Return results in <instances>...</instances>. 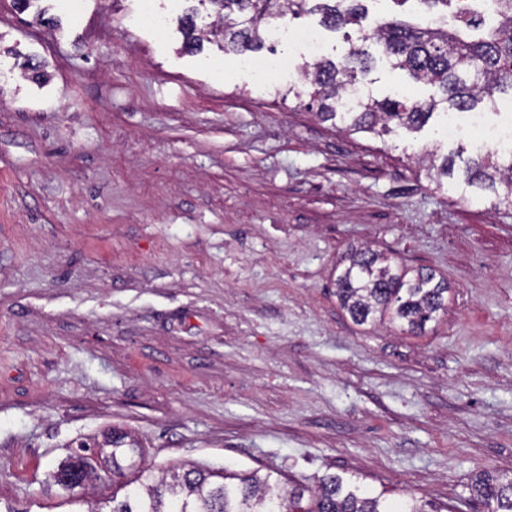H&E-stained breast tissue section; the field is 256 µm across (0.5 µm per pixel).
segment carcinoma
Listing matches in <instances>:
<instances>
[{
    "mask_svg": "<svg viewBox=\"0 0 512 512\" xmlns=\"http://www.w3.org/2000/svg\"><path fill=\"white\" fill-rule=\"evenodd\" d=\"M212 9L219 25L198 26L199 12L189 9L180 19L187 53H196L209 35L221 34V50L236 54L263 48V29L286 15L307 10L321 14L328 29L341 30L358 25L364 18L362 0H197ZM403 6L418 4L438 13L441 23L420 26L404 19H385L369 34L359 37L379 43L392 68L405 72L415 83L437 87L440 97L427 100L383 99L369 94L345 104L346 94L358 84V75L370 70L369 54L361 45L350 44L343 60L320 57L303 65L310 101L319 102L320 113L344 115L358 131H385L396 127L416 131L433 116L439 105L460 111L485 102L495 107L497 95L512 93V0H497V18L488 24L481 18L465 19L464 10L453 13L455 24L448 28V6L453 0H392ZM467 183L490 191L499 205L512 207V155L503 165L496 154H487L465 164ZM336 297L357 325L386 320L407 328L412 334L424 330L427 322L448 308V282L431 269L391 263L371 250L351 252L336 277ZM112 474L124 476L123 499L112 493V512H428L421 499L390 503L382 495L347 488L336 475L323 478L314 488L289 489L280 476L259 469L241 472L228 467L212 471L192 465L180 472L157 476L145 465L141 446L119 430L112 431ZM67 486L66 479L87 482L92 471L83 472L70 462L54 475ZM477 497L494 505L492 512H512V474L479 475L474 484Z\"/></svg>",
    "mask_w": 512,
    "mask_h": 512,
    "instance_id": "carcinoma-1",
    "label": "carcinoma"
}]
</instances>
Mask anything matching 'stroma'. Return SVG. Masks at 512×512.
<instances>
[{
    "label": "stroma",
    "instance_id": "35a3bbf8",
    "mask_svg": "<svg viewBox=\"0 0 512 512\" xmlns=\"http://www.w3.org/2000/svg\"><path fill=\"white\" fill-rule=\"evenodd\" d=\"M189 6L0 0V512H107L109 470L70 492L54 475L115 428L157 470L335 474L490 512L471 485L512 473V210L464 180L471 113L453 139L443 106L414 132L324 119L286 93L304 85L290 33L319 15L261 51L295 68L252 77L217 45L181 52ZM365 7L325 56L423 18ZM368 50L374 98L433 95ZM360 248L442 275L447 311L417 336L355 325L335 281Z\"/></svg>",
    "mask_w": 512,
    "mask_h": 512
}]
</instances>
